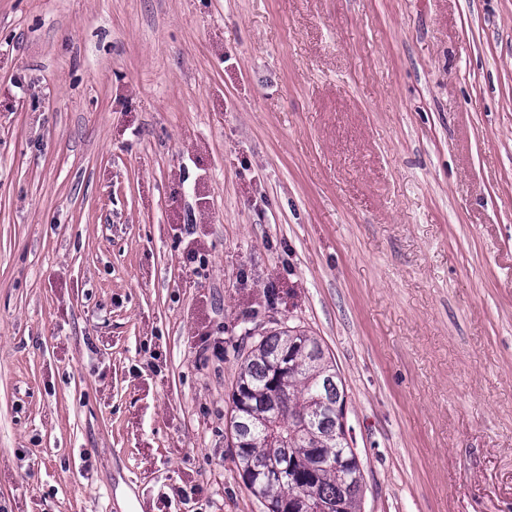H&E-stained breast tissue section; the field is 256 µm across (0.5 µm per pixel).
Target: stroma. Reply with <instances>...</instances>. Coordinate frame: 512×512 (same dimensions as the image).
Returning a JSON list of instances; mask_svg holds the SVG:
<instances>
[{"mask_svg": "<svg viewBox=\"0 0 512 512\" xmlns=\"http://www.w3.org/2000/svg\"><path fill=\"white\" fill-rule=\"evenodd\" d=\"M284 325L363 512H512V0H0V512H264ZM286 353L288 368L281 371ZM345 397L327 348L299 326L262 334L241 355L229 428L244 446L232 437L231 448L235 457L240 448L239 475L267 512H280L285 502L281 512L288 506L291 512H361L363 472L354 449L339 434L340 424L346 435L345 407L336 414ZM256 461L272 470L292 464L297 477L283 472L279 480L288 475L292 481L272 482L266 472L253 469ZM300 480L309 484L297 485ZM320 506L324 510L318 511Z\"/></svg>", "mask_w": 512, "mask_h": 512, "instance_id": "obj_1", "label": "stroma"}]
</instances>
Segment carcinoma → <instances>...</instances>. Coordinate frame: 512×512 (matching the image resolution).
I'll use <instances>...</instances> for the list:
<instances>
[{
    "label": "carcinoma",
    "instance_id": "carcinoma-1",
    "mask_svg": "<svg viewBox=\"0 0 512 512\" xmlns=\"http://www.w3.org/2000/svg\"><path fill=\"white\" fill-rule=\"evenodd\" d=\"M230 401V432L244 443L239 475L262 491L267 512L285 502L291 512H361L363 472L336 414L344 385L321 339L299 326L260 335L240 357ZM257 461L290 464L296 478L272 482Z\"/></svg>",
    "mask_w": 512,
    "mask_h": 512
}]
</instances>
